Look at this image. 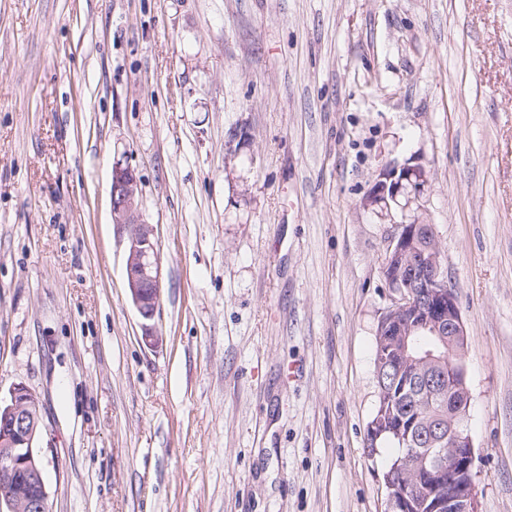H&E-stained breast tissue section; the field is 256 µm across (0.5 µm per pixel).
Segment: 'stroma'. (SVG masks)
<instances>
[{"label": "stroma", "instance_id": "obj_1", "mask_svg": "<svg viewBox=\"0 0 512 512\" xmlns=\"http://www.w3.org/2000/svg\"><path fill=\"white\" fill-rule=\"evenodd\" d=\"M410 158L479 512H512V0H0V396L40 400L50 512H385L366 435L405 216L363 200ZM117 162L159 244L153 345Z\"/></svg>", "mask_w": 512, "mask_h": 512}]
</instances>
